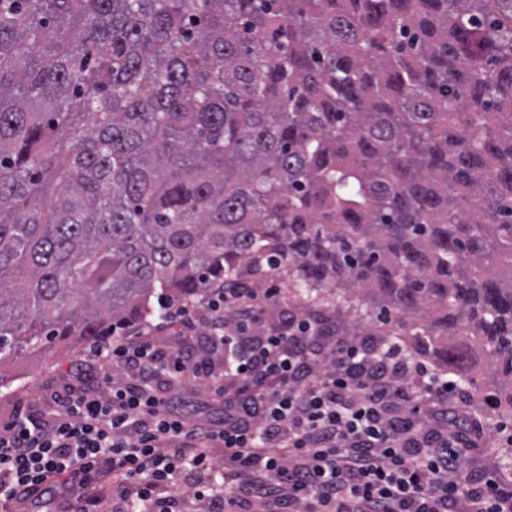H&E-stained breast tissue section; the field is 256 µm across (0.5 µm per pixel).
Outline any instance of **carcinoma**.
Masks as SVG:
<instances>
[{
  "instance_id": "1",
  "label": "carcinoma",
  "mask_w": 512,
  "mask_h": 512,
  "mask_svg": "<svg viewBox=\"0 0 512 512\" xmlns=\"http://www.w3.org/2000/svg\"><path fill=\"white\" fill-rule=\"evenodd\" d=\"M265 267L512 419V0H0V384Z\"/></svg>"
}]
</instances>
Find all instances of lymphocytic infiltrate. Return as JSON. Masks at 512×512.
<instances>
[{
    "instance_id": "1",
    "label": "lymphocytic infiltrate",
    "mask_w": 512,
    "mask_h": 512,
    "mask_svg": "<svg viewBox=\"0 0 512 512\" xmlns=\"http://www.w3.org/2000/svg\"><path fill=\"white\" fill-rule=\"evenodd\" d=\"M280 303L272 286L217 288L162 306L163 323L180 326L168 349L143 332L92 343L85 360L107 366L102 389L58 398L49 426L18 416L0 427V512L66 473L81 512H98L107 493L113 512H174L183 484L203 512H512V491L462 474L448 428L454 381L382 338L326 341L305 317L265 329ZM202 330L237 352L234 392L193 343ZM187 375L223 397V421L171 413L157 383ZM424 400L436 408L428 423Z\"/></svg>"
}]
</instances>
